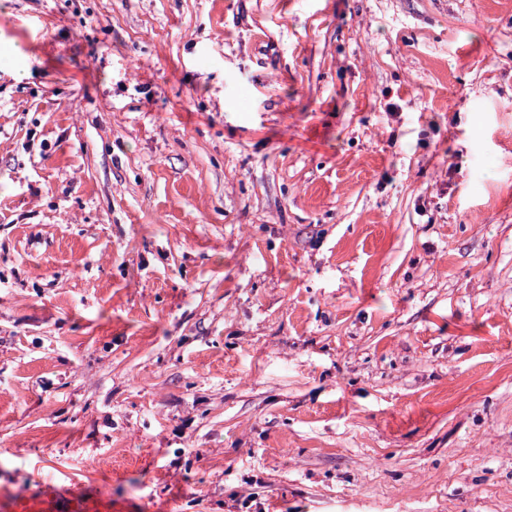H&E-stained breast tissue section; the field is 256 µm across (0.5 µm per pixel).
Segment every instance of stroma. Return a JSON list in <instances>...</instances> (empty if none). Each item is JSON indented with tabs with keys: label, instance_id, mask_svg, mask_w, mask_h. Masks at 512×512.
Masks as SVG:
<instances>
[{
	"label": "stroma",
	"instance_id": "35a3bbf8",
	"mask_svg": "<svg viewBox=\"0 0 512 512\" xmlns=\"http://www.w3.org/2000/svg\"><path fill=\"white\" fill-rule=\"evenodd\" d=\"M512 512V0H0V500Z\"/></svg>",
	"mask_w": 512,
	"mask_h": 512
}]
</instances>
